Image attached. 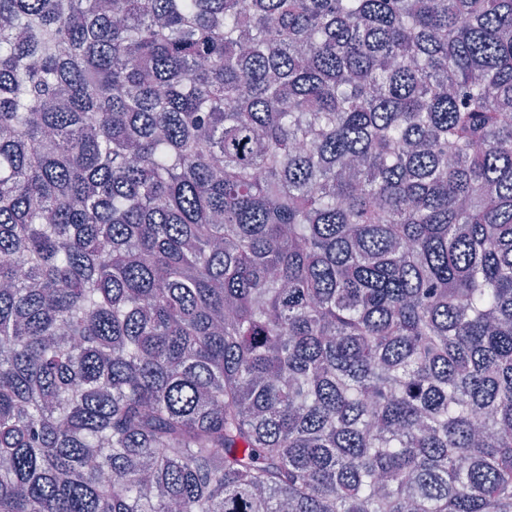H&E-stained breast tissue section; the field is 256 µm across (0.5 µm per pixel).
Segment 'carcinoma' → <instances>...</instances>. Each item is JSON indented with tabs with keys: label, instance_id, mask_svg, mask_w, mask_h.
Returning a JSON list of instances; mask_svg holds the SVG:
<instances>
[{
	"label": "carcinoma",
	"instance_id": "1",
	"mask_svg": "<svg viewBox=\"0 0 512 512\" xmlns=\"http://www.w3.org/2000/svg\"><path fill=\"white\" fill-rule=\"evenodd\" d=\"M0 512H512V0H0Z\"/></svg>",
	"mask_w": 512,
	"mask_h": 512
}]
</instances>
